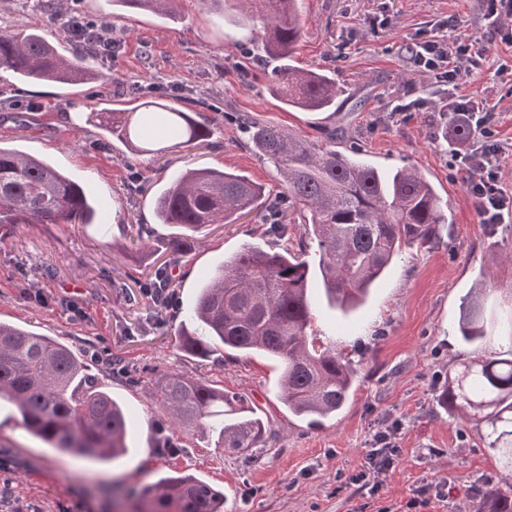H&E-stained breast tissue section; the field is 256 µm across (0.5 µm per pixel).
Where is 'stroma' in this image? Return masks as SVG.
I'll use <instances>...</instances> for the list:
<instances>
[{
  "instance_id": "1",
  "label": "stroma",
  "mask_w": 512,
  "mask_h": 512,
  "mask_svg": "<svg viewBox=\"0 0 512 512\" xmlns=\"http://www.w3.org/2000/svg\"><path fill=\"white\" fill-rule=\"evenodd\" d=\"M52 3L45 12L24 0H0V28L37 30L64 46L68 36L56 11L70 7L109 24L118 52L88 62L108 80L28 85L0 69V144L69 173L95 201L98 221L17 224L0 235V321L57 338L84 356L107 349L141 381L108 383L128 417V453L111 466L51 448L1 400L0 478L9 481L12 496L39 512H112V499L100 488L113 478L142 488L181 472L223 490L224 512H404L423 485L445 478L454 495L450 507L434 502L421 512H474L473 481L497 476V460L473 423L439 409L433 397L468 351L456 326L473 289L483 291L487 349L512 346V223L481 224L467 175L448 149L442 93L414 71L406 46L444 32L486 44L491 58L512 57L486 20L483 0H299L303 31L292 63L335 79L342 93L332 112L284 108L260 63V23L223 18L201 0H180L173 22L136 10L113 12L110 0ZM459 87L497 106L499 136L512 139V87L496 82L486 66L464 73ZM406 91L428 98V109L388 112V101ZM148 100L199 112L211 122L210 137L178 147L158 140L145 153L102 141L97 113ZM244 113L384 171L416 169L448 218L440 239L406 249L356 312L331 307L323 290L312 288L315 334L348 354L357 370L347 407L317 428L282 405L272 359L226 354L203 361L178 343L197 289L224 257L246 243L269 247L272 239L254 211L202 229L189 255H175L176 230L156 223L153 198L179 172L197 167L224 168L276 189L272 164L244 143ZM334 129L345 130L346 140L330 142ZM142 224L149 234H139ZM163 270L178 307L159 320L142 289ZM77 307L84 317L74 316ZM164 370L242 395L265 425L256 447L228 453L218 448L217 432L188 433L175 425L152 394V374ZM395 422L399 461L378 495L364 499L340 478L361 470L374 433Z\"/></svg>"
}]
</instances>
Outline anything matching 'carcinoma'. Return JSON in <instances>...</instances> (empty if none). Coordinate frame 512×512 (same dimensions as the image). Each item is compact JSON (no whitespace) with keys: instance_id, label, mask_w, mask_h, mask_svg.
Here are the masks:
<instances>
[{"instance_id":"cac0c4a2","label":"carcinoma","mask_w":512,"mask_h":512,"mask_svg":"<svg viewBox=\"0 0 512 512\" xmlns=\"http://www.w3.org/2000/svg\"><path fill=\"white\" fill-rule=\"evenodd\" d=\"M234 1L245 19L264 25L262 50L277 62L271 92L288 107L324 111L336 106V81L319 69L290 65L301 38L297 0ZM178 0H112L114 10L177 13ZM0 69L29 83L99 82L77 51L66 57L38 33L0 30ZM142 112H100L103 132L143 151L159 137L200 142L211 129L187 112L157 102ZM247 145L271 162L288 204L303 213L301 235L317 241L322 287L347 310L363 302L371 285L405 246L428 247L448 223L431 185L416 171L382 172L334 149L318 148L258 119L244 123ZM265 197L263 186L224 170H189L156 199L155 217L182 233L172 242L186 256L191 233L210 224H231ZM95 207L78 182L47 160L0 146V230L14 224H91ZM305 242L281 251L245 245L224 261L200 289L192 308L198 329L179 334L183 351L201 359L231 349L261 353L279 365L280 398L288 412L309 425L334 416L356 382L351 362L309 333L313 318ZM463 342L486 339L481 297H470L458 322ZM156 403L185 431L220 428L219 447H256L263 424L244 398L176 371L152 378ZM17 407L24 425L60 451L97 461L126 451L125 414L112 393L88 373L86 363L59 340L0 321V399ZM440 400L483 429L501 473L512 475V348L481 359L467 357L448 376ZM131 512H220L224 492L192 475L170 474L128 492ZM476 512H512V486L488 480L473 487Z\"/></svg>"}]
</instances>
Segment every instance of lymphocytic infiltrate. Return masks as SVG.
Wrapping results in <instances>:
<instances>
[{"instance_id": "obj_1", "label": "lymphocytic infiltrate", "mask_w": 512, "mask_h": 512, "mask_svg": "<svg viewBox=\"0 0 512 512\" xmlns=\"http://www.w3.org/2000/svg\"><path fill=\"white\" fill-rule=\"evenodd\" d=\"M57 19L64 33L85 36L87 45L104 55H112L118 45L109 28L85 21L74 11H59ZM408 51L418 72L447 89L444 110L453 127L470 132L466 147L453 149L452 157L468 175L466 189L477 203L481 223L511 224L512 189L504 184L502 170L506 159L512 157V141L496 139L492 111L456 92L461 73L484 65L485 45L435 37L411 43ZM398 433L395 425L375 433L363 469L351 478L368 496L378 494L399 458Z\"/></svg>"}]
</instances>
